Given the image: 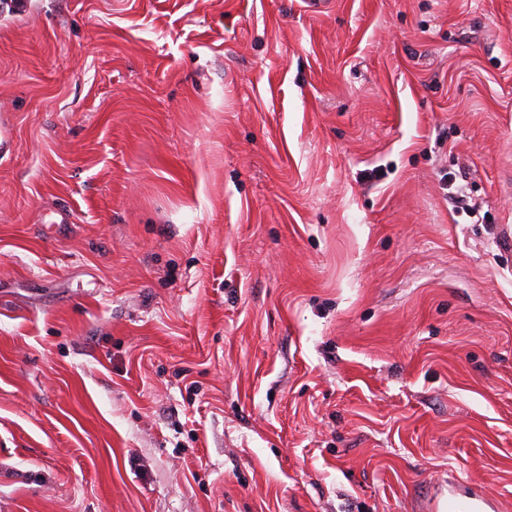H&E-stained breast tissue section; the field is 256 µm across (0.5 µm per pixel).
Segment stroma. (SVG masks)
<instances>
[{
  "mask_svg": "<svg viewBox=\"0 0 512 512\" xmlns=\"http://www.w3.org/2000/svg\"><path fill=\"white\" fill-rule=\"evenodd\" d=\"M510 175L512 0L0 8V512H512Z\"/></svg>",
  "mask_w": 512,
  "mask_h": 512,
  "instance_id": "35a3bbf8",
  "label": "stroma"
}]
</instances>
